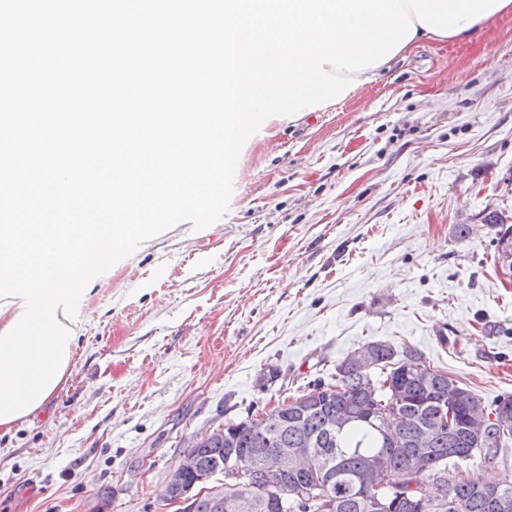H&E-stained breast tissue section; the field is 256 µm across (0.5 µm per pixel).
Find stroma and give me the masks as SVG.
Segmentation results:
<instances>
[{"instance_id": "stroma-1", "label": "stroma", "mask_w": 512, "mask_h": 512, "mask_svg": "<svg viewBox=\"0 0 512 512\" xmlns=\"http://www.w3.org/2000/svg\"><path fill=\"white\" fill-rule=\"evenodd\" d=\"M492 210L512 216L511 13L411 45L340 102L266 118L220 219L176 223L98 276L64 388L0 431V512H164L193 439L369 340L416 347L483 404L512 395Z\"/></svg>"}]
</instances>
